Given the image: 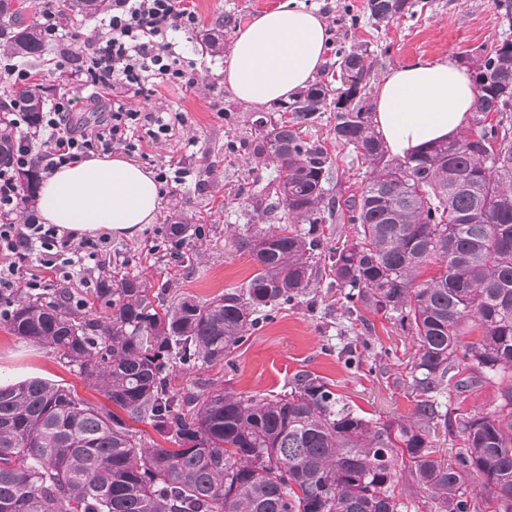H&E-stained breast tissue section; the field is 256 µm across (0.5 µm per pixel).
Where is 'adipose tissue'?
I'll list each match as a JSON object with an SVG mask.
<instances>
[{
	"label": "adipose tissue",
	"instance_id": "obj_1",
	"mask_svg": "<svg viewBox=\"0 0 512 512\" xmlns=\"http://www.w3.org/2000/svg\"><path fill=\"white\" fill-rule=\"evenodd\" d=\"M329 45L320 15L284 0L239 31L224 71L246 105L288 99L313 80ZM476 101L475 85L452 58L391 70L375 87L376 128L405 157L458 134ZM161 192L149 172L119 158H87L53 172L40 190L45 223L74 233L133 234L152 223Z\"/></svg>",
	"mask_w": 512,
	"mask_h": 512
}]
</instances>
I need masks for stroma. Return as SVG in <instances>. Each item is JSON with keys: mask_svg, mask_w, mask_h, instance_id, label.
I'll return each instance as SVG.
<instances>
[{"mask_svg": "<svg viewBox=\"0 0 512 512\" xmlns=\"http://www.w3.org/2000/svg\"><path fill=\"white\" fill-rule=\"evenodd\" d=\"M199 25L179 35L187 57L195 60L194 87L170 86L152 100L134 99V106L164 108L183 122L171 140L148 143L130 163L149 172L182 167L185 182L165 187L152 223L133 235L112 234L111 272L140 275L157 303L170 304L185 295L207 300L231 288L244 287L257 272L250 252L239 246L241 237L257 232L246 223L247 184L256 175L254 161L242 149H229L234 138L245 137L254 107L242 104L228 88L224 70L229 57L210 56L202 38L224 15L234 18L224 30V45L232 47L238 30L256 15L276 9L284 0H191ZM319 14L330 33L332 48L324 61L332 63L336 46L370 43L376 75L399 67L445 56H478L501 40L506 27L496 0H416L415 17H401L376 28L364 21L365 0H297ZM351 4L360 20L341 21V7ZM98 19L69 24V33L49 41L45 58L32 64L45 90L46 101L59 93L87 97L88 92L67 73L48 70L50 58L80 55L95 36ZM181 219L188 230L181 242H171L168 226ZM418 346L395 319L368 315L366 322L350 316L338 288H317L299 303L280 308L273 319L259 323L224 360L189 372H173L171 386L181 389L204 382L236 395L276 394L288 390L296 375L310 373L331 384L342 399L366 418L409 421L418 397L410 389L409 369ZM38 376L75 388L92 402L103 395L73 368L57 361L45 349L14 336L0 321V381ZM499 384L484 383L464 392L443 391L432 399L439 413L486 409L498 399Z\"/></svg>", "mask_w": 512, "mask_h": 512, "instance_id": "1", "label": "stroma"}]
</instances>
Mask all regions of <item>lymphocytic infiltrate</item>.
<instances>
[{
	"label": "lymphocytic infiltrate",
	"instance_id": "lymphocytic-infiltrate-1",
	"mask_svg": "<svg viewBox=\"0 0 512 512\" xmlns=\"http://www.w3.org/2000/svg\"><path fill=\"white\" fill-rule=\"evenodd\" d=\"M197 26L198 16L187 0H112V12L101 18L88 53L71 64L81 85L112 97V110L104 114L96 135L75 124L78 102L65 93L41 113L35 127H28L25 113H15L23 132L11 164L0 168V255L8 259L0 264V288L22 284L39 289L40 280L23 277L30 259L76 287L88 283L94 262L110 249L109 239L78 240L59 225L41 223L34 207L24 205L17 176L35 159L50 174L96 152L133 154L143 142L173 137L171 117L133 107L132 101L151 98L168 86H194L195 63L180 52L177 36Z\"/></svg>",
	"mask_w": 512,
	"mask_h": 512
}]
</instances>
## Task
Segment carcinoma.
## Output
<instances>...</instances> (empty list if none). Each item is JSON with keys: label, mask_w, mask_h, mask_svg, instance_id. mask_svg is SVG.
Wrapping results in <instances>:
<instances>
[{"label": "carcinoma", "mask_w": 512, "mask_h": 512, "mask_svg": "<svg viewBox=\"0 0 512 512\" xmlns=\"http://www.w3.org/2000/svg\"><path fill=\"white\" fill-rule=\"evenodd\" d=\"M13 2L0 0V47L35 63L45 29ZM412 7L366 0L365 9L378 27L414 17ZM110 12L112 0L62 4L70 18ZM371 54L367 43L338 50L324 79L253 121L243 144L273 172L253 180L250 212L288 228L242 239L259 267L245 287L152 311L138 275H105L92 291L99 313L67 288L0 292L14 335L77 368L124 412L39 377L0 383V512H398L402 467L435 512H512V39L469 61L477 97L460 133L403 158L375 129ZM347 69L359 82L334 86ZM17 101L31 118L44 108L36 88L0 96V166L14 148ZM326 114L331 140L365 165L346 197L333 193L327 147L303 136ZM37 167L19 175L30 200ZM335 223L356 225V238L327 250L323 225ZM432 262L437 273L420 281ZM325 272L327 288L346 289L348 313L391 314L412 333L419 394L498 380L501 399L442 416L424 399L414 420L376 425L310 373L275 397L169 389L174 369L223 360ZM473 331L479 341L463 343ZM439 421L458 447L430 445ZM140 422L177 447L158 445Z\"/></svg>", "instance_id": "carcinoma-1"}]
</instances>
